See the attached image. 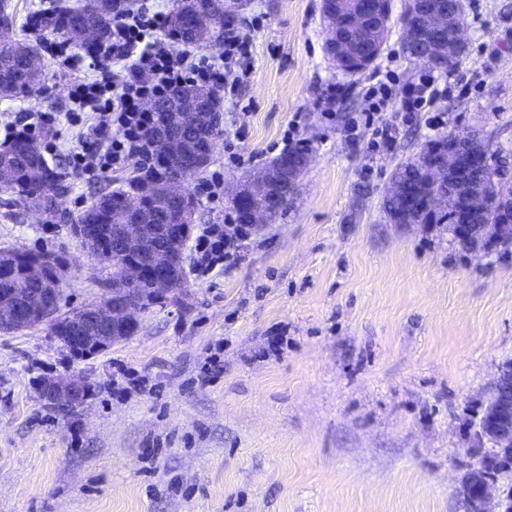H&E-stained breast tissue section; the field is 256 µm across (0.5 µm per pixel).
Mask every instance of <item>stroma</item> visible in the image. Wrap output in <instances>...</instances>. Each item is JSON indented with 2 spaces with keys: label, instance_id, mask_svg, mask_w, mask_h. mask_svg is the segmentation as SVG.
Instances as JSON below:
<instances>
[{
  "label": "stroma",
  "instance_id": "35a3bbf8",
  "mask_svg": "<svg viewBox=\"0 0 512 512\" xmlns=\"http://www.w3.org/2000/svg\"><path fill=\"white\" fill-rule=\"evenodd\" d=\"M396 14L374 70L338 71L319 0H248L249 74L222 103L210 171L231 184L283 154H312L275 221L236 239L211 274L187 272L183 302L91 358L47 326L0 334V512H467L459 479L504 362L512 361V254L463 249L444 224H394L381 198L394 168L431 140L475 131L512 152V0H468V45L439 80L470 83L405 121L403 83L427 73L402 49ZM44 85L0 97L64 112L78 72L42 54ZM394 70L388 101L375 69ZM347 89L329 105L332 85ZM395 129L375 144V123ZM134 167L69 176L78 215ZM48 249L67 265V308L101 301L111 270L68 225L0 216V248ZM90 392L61 411L42 380Z\"/></svg>",
  "mask_w": 512,
  "mask_h": 512
}]
</instances>
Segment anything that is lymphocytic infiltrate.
Returning <instances> with one entry per match:
<instances>
[{
	"label": "lymphocytic infiltrate",
	"instance_id": "lymphocytic-infiltrate-1",
	"mask_svg": "<svg viewBox=\"0 0 512 512\" xmlns=\"http://www.w3.org/2000/svg\"><path fill=\"white\" fill-rule=\"evenodd\" d=\"M166 19L159 0L129 10L120 4L112 15L110 40L93 56L69 52L64 43L54 47L63 66L85 72L72 84L71 108L61 118L77 131L78 143L68 149L67 157L79 177L93 181L131 164L145 173L155 171L157 156L145 138L154 115L145 110L146 102L184 84L214 87L228 98L237 92L238 69L250 53V32L227 21L222 49L194 57L162 38ZM61 119L52 112L21 111L0 135L8 141L21 133L32 136L52 129ZM236 233L231 224L202 227L193 244L196 270L209 273L222 265L226 242Z\"/></svg>",
	"mask_w": 512,
	"mask_h": 512
}]
</instances>
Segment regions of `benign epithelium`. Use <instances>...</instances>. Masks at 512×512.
<instances>
[{"label": "benign epithelium", "instance_id": "1", "mask_svg": "<svg viewBox=\"0 0 512 512\" xmlns=\"http://www.w3.org/2000/svg\"><path fill=\"white\" fill-rule=\"evenodd\" d=\"M343 2L345 0H321L320 8L326 54L339 71L349 74L350 57L367 48L388 27L391 0H361L358 7L348 9L341 6ZM433 11L434 5L427 0H410L407 3L401 18L405 40L427 33ZM462 16L461 10L448 14V31L458 47L467 45ZM445 57L448 65L454 64V56L447 54L446 41L431 40L425 59L441 60ZM208 108L206 98L185 91L177 93L166 104L165 111L158 112L155 134L165 144L161 154L164 165H169V158L178 156L184 172L131 184L129 196L135 198L142 208L129 215L123 223L112 226V235L120 243V252L94 245L88 233L89 225H71L73 237L100 260L112 265L115 278L105 285L107 298L103 302L61 316L57 277L50 273L52 256L21 249L0 252V271L20 262L26 281L41 285V303L35 307L27 303L19 288L0 292V333H10L33 322H42L51 327L53 338L70 354L88 358L108 349L119 340V335L138 329L151 307L184 299L187 290L179 286L175 269L183 260L184 243L195 216L186 174L204 168L211 161L218 134H213L197 148L181 139V130L194 112L205 113L207 122L218 128V113L210 112ZM456 141L458 138H453V144L434 158L416 162L422 174L421 189L428 190L427 200L444 210L448 209V203L458 201L469 217L480 218L479 224L460 225L458 234L463 241L477 233L492 241L512 239V191H504L508 176L494 179L490 190L468 183L457 198L438 192L448 174L461 175L465 171L468 159L456 146ZM309 162L307 153L281 157L236 184L228 199L241 215V222L253 230L271 223L274 213L269 203L279 199L282 187L291 183ZM158 199L174 200L180 204L178 223L172 226L153 223L151 202ZM141 284L150 286L149 297L142 296L137 289ZM511 382L512 363L506 362L498 369L494 390L486 406L485 426L473 435V443L477 447L491 441L498 454H482L460 480V492L468 512H512V497L495 494L499 466L512 456V416L509 415L507 398ZM87 394V385L79 377L64 384L49 382L44 386L45 399L49 404L62 408L81 405Z\"/></svg>", "mask_w": 512, "mask_h": 512}]
</instances>
